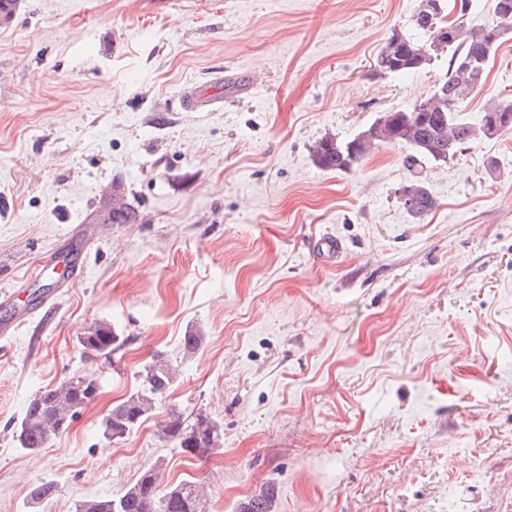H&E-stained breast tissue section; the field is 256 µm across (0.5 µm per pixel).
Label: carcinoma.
<instances>
[{
    "instance_id": "obj_1",
    "label": "carcinoma",
    "mask_w": 512,
    "mask_h": 512,
    "mask_svg": "<svg viewBox=\"0 0 512 512\" xmlns=\"http://www.w3.org/2000/svg\"><path fill=\"white\" fill-rule=\"evenodd\" d=\"M492 24L474 30L462 27L448 50V73L431 94L406 110L380 113L354 137L341 140L332 136L318 140L312 148L316 166L328 171H347L360 163L371 149L398 146L408 150L404 165L412 170L424 163H446L465 146L484 138L512 132V97H504L485 108L476 123L458 121L466 98L482 84L491 56L512 35V0H492ZM450 13L447 0H420L412 16L418 35L393 31L374 62L373 74H415L431 65L433 42ZM405 187L413 206L409 216L422 219L437 206L425 182L417 176ZM78 343L89 357L110 356L120 347V337L106 322H95L79 337ZM138 388L105 414L99 427L109 441L121 440L136 429L169 391L177 369L164 353L157 352L136 372ZM99 391L92 376H79L55 388L38 392L28 402L16 429L18 447L34 452L62 434L79 409L90 403ZM160 437L174 447L195 455L214 449L219 425L198 415L185 423L181 412L172 410L159 424ZM161 472L157 465L146 469L139 478L112 498H88L75 512H207V497L201 486L186 482L160 489ZM56 491L52 482L33 486L31 503L37 504ZM275 489L242 503L239 512H273Z\"/></svg>"
}]
</instances>
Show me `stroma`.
I'll return each instance as SVG.
<instances>
[{"instance_id":"stroma-1","label":"stroma","mask_w":512,"mask_h":512,"mask_svg":"<svg viewBox=\"0 0 512 512\" xmlns=\"http://www.w3.org/2000/svg\"><path fill=\"white\" fill-rule=\"evenodd\" d=\"M418 2L16 0L0 17V321L47 301L0 341V512H75L156 464L164 486L204 483L210 512L270 485L274 512H512V133L425 165L437 207L419 221L402 148L345 172L311 156L445 78L443 61L372 73ZM237 74L256 90L190 107ZM511 94L512 39L460 117ZM116 195L133 223L111 222ZM322 235L337 262L310 254ZM98 320L123 344L89 358ZM157 351L168 396L106 441ZM83 375L97 398L18 448L28 400ZM173 409L218 422L212 454L159 437Z\"/></svg>"}]
</instances>
